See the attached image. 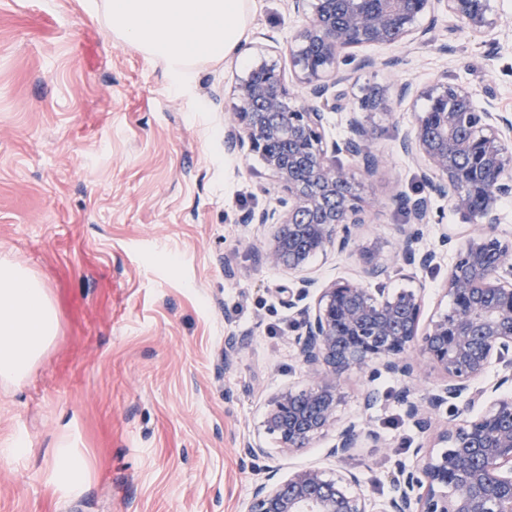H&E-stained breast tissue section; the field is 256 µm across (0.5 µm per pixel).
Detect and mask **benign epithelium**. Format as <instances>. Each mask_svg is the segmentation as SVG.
<instances>
[{"label": "benign epithelium", "mask_w": 512, "mask_h": 512, "mask_svg": "<svg viewBox=\"0 0 512 512\" xmlns=\"http://www.w3.org/2000/svg\"><path fill=\"white\" fill-rule=\"evenodd\" d=\"M298 14L311 6L297 31L290 59L292 89L277 63H262L235 87L227 142L257 154L276 178L275 205L246 212L244 224H270L260 245L266 264L301 272L311 256L346 250L362 223V199L343 157L375 166L372 132L356 112L345 116L347 135L327 140L325 111L344 110L342 85L348 66L360 69L394 62L356 58L363 45L414 42L428 33L419 24L430 0H292ZM448 13V34L508 27L491 0H436ZM425 97L433 104L399 141L420 161L423 196L397 191L392 200L415 229L401 228L394 263L427 268L436 252L421 248L418 227L432 221L431 198L446 197L473 229L448 267V311L422 320V296L370 288L389 276L371 261L360 279H336L319 289L314 305L299 309L293 339L305 384L281 392L267 405L266 426L285 448H306L337 422L344 373L380 367L405 385L399 401L421 432L433 415L450 409L437 437L443 448H417L415 461L397 465L393 494L377 503L353 490L354 474L306 468L282 480L269 474L253 490L249 512H512V242L501 238L499 202L512 196V114L492 99L479 103L464 86L439 82ZM306 278L288 289L293 306L310 294ZM440 366L447 380L424 398L414 396L419 362L415 351ZM495 382L480 384L491 368ZM378 435L354 423L336 430L329 453L350 454Z\"/></svg>", "instance_id": "benign-epithelium-1"}]
</instances>
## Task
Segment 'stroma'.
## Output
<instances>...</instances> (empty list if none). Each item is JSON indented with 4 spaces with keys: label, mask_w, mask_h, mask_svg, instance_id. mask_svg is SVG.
<instances>
[{
    "label": "stroma",
    "mask_w": 512,
    "mask_h": 512,
    "mask_svg": "<svg viewBox=\"0 0 512 512\" xmlns=\"http://www.w3.org/2000/svg\"><path fill=\"white\" fill-rule=\"evenodd\" d=\"M304 22L289 0H252L237 54L201 65L178 93L161 65L91 18L88 0H0V258L39 275L59 314L45 360L21 383H0V512H248L267 471L307 466L355 472L380 501L396 463L429 443L385 373L347 374L337 409L379 433L378 446L339 460L328 454L334 433L290 450L264 425L269 399L303 385L287 294L297 274L256 252L271 225L240 221L273 206L277 188L260 157L225 143V112L260 60L293 83L288 47ZM430 37L357 51L394 65L358 70L348 104L379 89L394 109L368 119L373 172L348 163L366 222L345 252L310 259L302 274L317 283L392 260L405 218L389 197L423 189L398 138L427 110V86L489 90L512 113V38L497 48L467 30L449 39L442 10ZM452 260L439 250L432 268L391 272L385 286L420 292L432 313L447 302ZM371 390L379 399L367 410ZM62 438L88 469L73 493L50 489ZM247 441L262 452L245 462ZM17 442L23 453L4 455Z\"/></svg>",
    "instance_id": "1"
}]
</instances>
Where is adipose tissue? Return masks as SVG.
I'll list each match as a JSON object with an SVG mask.
<instances>
[{
    "mask_svg": "<svg viewBox=\"0 0 512 512\" xmlns=\"http://www.w3.org/2000/svg\"><path fill=\"white\" fill-rule=\"evenodd\" d=\"M251 0H94L92 15L182 88L197 67L229 57L241 44ZM48 288L28 270L0 261V381L17 384L47 355L58 334Z\"/></svg>",
    "mask_w": 512,
    "mask_h": 512,
    "instance_id": "adipose-tissue-1",
    "label": "adipose tissue"
}]
</instances>
